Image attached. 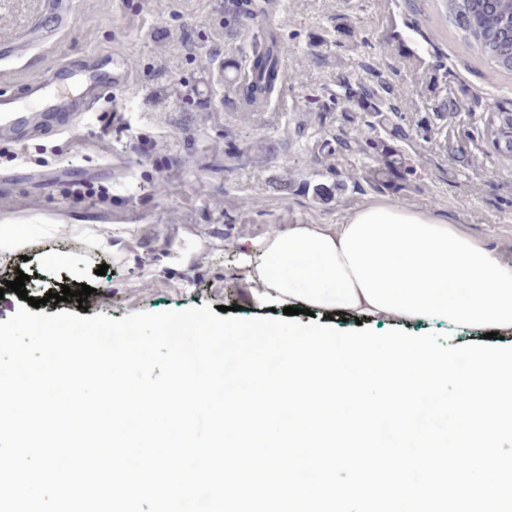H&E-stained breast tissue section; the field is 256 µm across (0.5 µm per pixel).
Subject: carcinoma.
Here are the masks:
<instances>
[{"label":"carcinoma","instance_id":"1","mask_svg":"<svg viewBox=\"0 0 512 512\" xmlns=\"http://www.w3.org/2000/svg\"><path fill=\"white\" fill-rule=\"evenodd\" d=\"M448 18L462 31L463 39L470 49L484 57L497 69L512 72V67L502 62L512 44V0H495L489 6L485 0H446ZM235 16L265 14L274 8V0H230ZM251 76L241 89V99L249 107L259 108L270 104L278 95L285 82L298 83L301 75L292 71L285 73L278 50L275 32L265 30L252 44L250 55ZM394 89L385 84L365 85L361 89V104L364 111L376 115L378 122L369 119L356 129L353 141H340L338 145L371 150L377 161L384 166V172L370 171L368 182H380L379 175L395 178L402 171L410 174L413 168L406 164V158L393 155L384 141L372 136L376 124L393 122L398 109L392 102ZM485 130L495 150L512 155V101L492 97L484 105Z\"/></svg>","mask_w":512,"mask_h":512}]
</instances>
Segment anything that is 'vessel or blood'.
Here are the masks:
<instances>
[{"label": "vessel or blood", "instance_id": "obj_1", "mask_svg": "<svg viewBox=\"0 0 512 512\" xmlns=\"http://www.w3.org/2000/svg\"><path fill=\"white\" fill-rule=\"evenodd\" d=\"M73 0H43L33 25L51 39L68 24ZM132 66L113 61L111 72L71 61L55 65L41 80L25 86L21 95L7 96L0 111V144L18 145L71 129L102 102L130 83Z\"/></svg>", "mask_w": 512, "mask_h": 512}]
</instances>
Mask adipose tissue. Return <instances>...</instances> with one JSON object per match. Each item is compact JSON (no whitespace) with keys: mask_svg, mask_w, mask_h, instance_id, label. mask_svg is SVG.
I'll use <instances>...</instances> for the list:
<instances>
[{"mask_svg":"<svg viewBox=\"0 0 512 512\" xmlns=\"http://www.w3.org/2000/svg\"><path fill=\"white\" fill-rule=\"evenodd\" d=\"M263 294L383 323L512 327V262L438 216L390 202L343 223L293 224L251 241Z\"/></svg>","mask_w":512,"mask_h":512,"instance_id":"ef3b65f1","label":"adipose tissue"}]
</instances>
